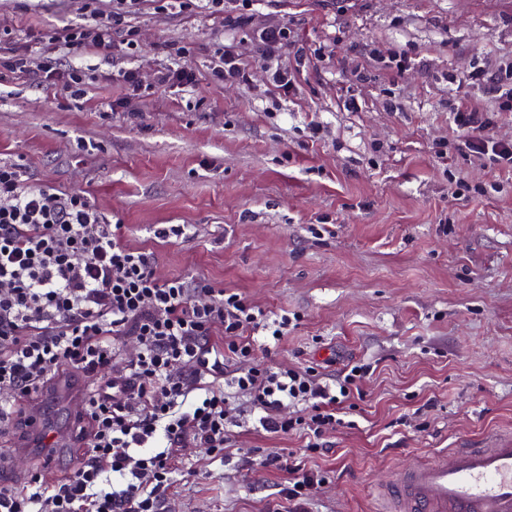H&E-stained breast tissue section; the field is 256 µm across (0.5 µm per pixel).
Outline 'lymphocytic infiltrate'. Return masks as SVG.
<instances>
[{"mask_svg": "<svg viewBox=\"0 0 512 512\" xmlns=\"http://www.w3.org/2000/svg\"><path fill=\"white\" fill-rule=\"evenodd\" d=\"M85 21L49 29L33 49L0 51V68L47 89L84 97L92 76L62 60L81 50L109 56L115 34L128 49L137 33L126 26L144 0H76ZM255 37L268 55L292 50L294 65L276 69L283 95L311 54L288 26H264ZM128 90L145 85L187 87L190 65L143 78L124 71ZM493 102L480 107L456 95L450 110L463 136L459 155L490 160L512 172V140L493 129L512 112V64L496 76ZM151 250L129 245L121 225L86 192L36 177L24 157L0 158V432L27 425L31 408L64 373L91 378L79 415L76 464L48 483L32 472L22 488L0 486V512H162L175 481V456L192 443L223 458L234 424L221 387L229 380L247 396L270 434H301L309 452L327 447L341 424V406L369 374L365 364L324 380L314 367L268 366L256 360L258 333L280 341L291 320L270 318L241 294L196 276L162 278ZM138 342L121 359L120 341ZM261 466L289 469L287 500L301 505L324 484L322 474L286 467L277 455Z\"/></svg>", "mask_w": 512, "mask_h": 512, "instance_id": "f902f5d3", "label": "lymphocytic infiltrate"}]
</instances>
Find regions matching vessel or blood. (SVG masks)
Returning a JSON list of instances; mask_svg holds the SVG:
<instances>
[{
	"label": "vessel or blood",
	"mask_w": 512,
	"mask_h": 512,
	"mask_svg": "<svg viewBox=\"0 0 512 512\" xmlns=\"http://www.w3.org/2000/svg\"><path fill=\"white\" fill-rule=\"evenodd\" d=\"M371 496L377 512H512V435L397 472Z\"/></svg>",
	"instance_id": "1"
}]
</instances>
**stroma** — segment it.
I'll return each instance as SVG.
<instances>
[{"label":"stroma","mask_w":512,"mask_h":512,"mask_svg":"<svg viewBox=\"0 0 512 512\" xmlns=\"http://www.w3.org/2000/svg\"><path fill=\"white\" fill-rule=\"evenodd\" d=\"M251 13L293 24L315 49L294 94L269 83L238 9L219 18L144 0L129 18L138 49L76 58L96 75L84 99L0 81V157L88 192L130 244L156 253L159 277H204L292 316L258 361L332 375L352 361L374 367L321 454L299 435H268L238 397L224 460L181 449L164 512H291L287 472L256 463L276 453L327 475L307 512H371L375 482L512 434V173L433 159L461 136L448 112L455 79L512 57V0H259ZM79 19L74 0H0V42L32 45ZM170 43L188 47L195 86L112 109L126 94L121 70L169 68ZM225 44L249 84L209 80ZM393 53L411 57L404 73L384 69ZM494 182L499 192L479 195ZM157 224L195 234L163 242ZM76 451L1 434L0 483L46 465L55 480Z\"/></svg>","instance_id":"stroma-1"}]
</instances>
